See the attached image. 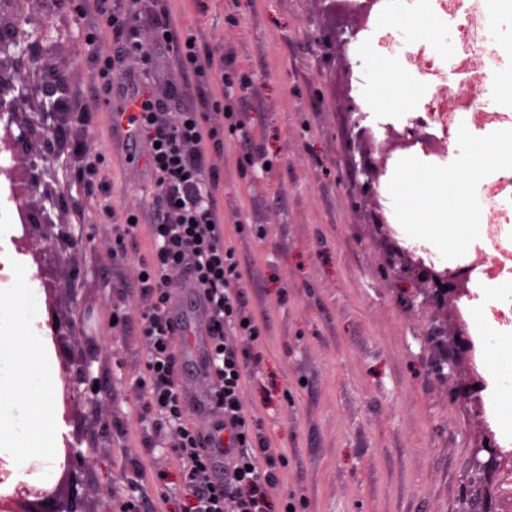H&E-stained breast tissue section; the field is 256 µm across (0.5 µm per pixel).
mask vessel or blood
<instances>
[{
  "mask_svg": "<svg viewBox=\"0 0 512 512\" xmlns=\"http://www.w3.org/2000/svg\"><path fill=\"white\" fill-rule=\"evenodd\" d=\"M208 310L204 302H197L191 312H177L174 316L176 333L182 338L179 357L196 365L193 377L180 378V390L187 406L198 415L208 418L213 414L211 388L207 368L210 345Z\"/></svg>",
  "mask_w": 512,
  "mask_h": 512,
  "instance_id": "b4317fda",
  "label": "vessel or blood"
}]
</instances>
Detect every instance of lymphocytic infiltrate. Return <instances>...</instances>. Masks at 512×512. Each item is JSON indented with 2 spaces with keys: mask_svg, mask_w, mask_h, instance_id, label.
<instances>
[{
  "mask_svg": "<svg viewBox=\"0 0 512 512\" xmlns=\"http://www.w3.org/2000/svg\"><path fill=\"white\" fill-rule=\"evenodd\" d=\"M97 9L113 45L142 63L127 82L128 94L138 102L137 140L147 146L152 175V246L127 285L131 297L143 301L140 312L126 321L146 344L145 372L136 381L143 402L140 420L150 434L170 441L180 461L188 512H274L279 457L265 447L241 400L260 328L239 284L234 255L224 246L220 172L209 158L221 128L211 125L208 113L175 107L183 94L180 86L162 94L149 86V62L162 49H175L194 79L209 78L213 60L197 44L178 40L167 16L155 17L153 35L145 41L128 0H97ZM178 279L189 282L208 307L212 399L233 438L220 473L203 453V439L180 394L170 310Z\"/></svg>",
  "mask_w": 512,
  "mask_h": 512,
  "instance_id": "1",
  "label": "lymphocytic infiltrate"
}]
</instances>
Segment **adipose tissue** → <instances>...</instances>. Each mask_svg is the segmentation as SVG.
<instances>
[{"instance_id":"obj_1","label":"adipose tissue","mask_w":512,"mask_h":512,"mask_svg":"<svg viewBox=\"0 0 512 512\" xmlns=\"http://www.w3.org/2000/svg\"><path fill=\"white\" fill-rule=\"evenodd\" d=\"M372 69L384 77L387 85L366 87L364 99L387 107L412 94L413 88L400 76L398 64L381 60ZM469 152L471 161L467 166L428 177L429 195L393 194L405 240L424 242L444 255L450 246H465L479 234L480 224L468 221L464 209L468 205L469 185L483 175L480 160L485 152L477 143L470 146ZM0 301L23 314L18 334L0 339V417L19 399H26L30 406L22 437H15L9 428L0 425V446L13 449L19 470H26L34 461L46 470L50 467V442L55 427L50 406L54 383L37 355L39 313L24 281L18 288L1 291ZM484 344L486 364L498 393V425L502 432L512 435V334L488 332Z\"/></svg>"}]
</instances>
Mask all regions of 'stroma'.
I'll use <instances>...</instances> for the list:
<instances>
[{
	"mask_svg": "<svg viewBox=\"0 0 512 512\" xmlns=\"http://www.w3.org/2000/svg\"><path fill=\"white\" fill-rule=\"evenodd\" d=\"M161 9L180 36L195 37L222 61L226 76L251 79L242 99L224 109L247 123L252 144L243 147L225 128L211 159L221 174L224 245L261 328L243 403L266 446L282 455L279 496L293 512H482L463 496L473 479V448L499 436L481 340L498 322L478 299L456 306L431 300L422 269L467 264L484 242L474 238L444 259L422 243L405 244L385 189L400 186L409 168L460 166L459 143L495 142L499 126L461 125L453 142L431 138L428 151L387 142V128L409 127L434 88L407 60L431 42L391 26L392 56L416 94L405 109L358 116L368 61L380 49L374 39H350L358 18L333 0H137L141 35H149ZM43 16L65 46L69 96L87 110L70 125L66 163L53 172L74 239L38 241L35 255L17 252L12 240L23 226L10 191L0 190V209L10 215L0 220V253L8 254L12 273L26 276L39 309L38 356L55 379L52 446L78 439L91 449L85 512H116L133 482L148 492L152 512H184L173 492L180 481L175 455L144 449L135 381L146 345L124 326L140 303L122 286L149 251V230L140 228L137 252L119 256L108 218L82 188L83 170L93 164L116 215L150 210L147 162L128 160L110 123L124 102L126 74L140 64L122 62L104 91L93 56L111 52L112 42L103 36L91 47L82 37L98 26L94 0H64ZM361 124L373 129L374 143L357 139ZM257 154L271 170L255 180L250 159ZM368 159L386 162L374 195L353 177ZM53 317L62 336L48 325ZM451 357L457 372L449 380L437 368ZM85 361L100 381L95 404L65 395ZM476 380L482 387L475 400L461 398Z\"/></svg>",
	"mask_w": 512,
	"mask_h": 512,
	"instance_id": "obj_1",
	"label": "stroma"
}]
</instances>
